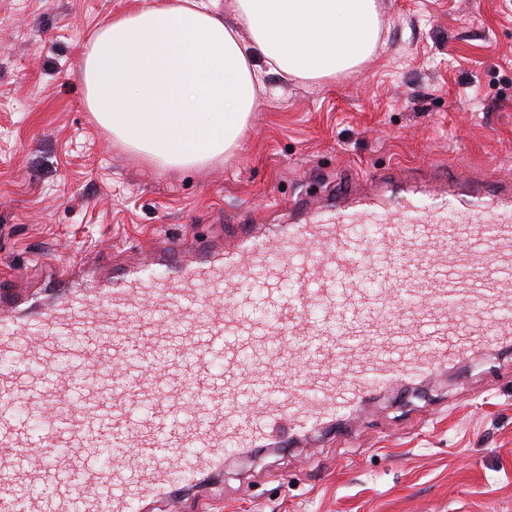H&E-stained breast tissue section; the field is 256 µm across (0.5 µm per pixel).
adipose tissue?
Wrapping results in <instances>:
<instances>
[{"instance_id":"adipose-tissue-1","label":"adipose tissue","mask_w":512,"mask_h":512,"mask_svg":"<svg viewBox=\"0 0 512 512\" xmlns=\"http://www.w3.org/2000/svg\"><path fill=\"white\" fill-rule=\"evenodd\" d=\"M145 0L93 35L85 102L113 139L159 169H200L239 148L265 75L312 82L371 57L378 0ZM247 37H240V30Z\"/></svg>"}]
</instances>
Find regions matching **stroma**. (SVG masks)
<instances>
[{
	"label": "stroma",
	"mask_w": 512,
	"mask_h": 512,
	"mask_svg": "<svg viewBox=\"0 0 512 512\" xmlns=\"http://www.w3.org/2000/svg\"><path fill=\"white\" fill-rule=\"evenodd\" d=\"M142 0H0V281L137 262L155 241L276 230L317 182L512 180V0H380L385 47L321 83L272 75L240 148L158 171L85 104L91 33ZM150 512H512V352L379 393L332 441L229 458Z\"/></svg>",
	"instance_id": "obj_1"
}]
</instances>
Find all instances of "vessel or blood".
Listing matches in <instances>:
<instances>
[{
	"label": "vessel or blood",
	"mask_w": 512,
	"mask_h": 512,
	"mask_svg": "<svg viewBox=\"0 0 512 512\" xmlns=\"http://www.w3.org/2000/svg\"><path fill=\"white\" fill-rule=\"evenodd\" d=\"M370 180L297 200L275 236L167 240L100 288H0V512H143L227 453L339 432L382 389L512 346V183L452 173L430 204Z\"/></svg>",
	"instance_id": "1"
}]
</instances>
